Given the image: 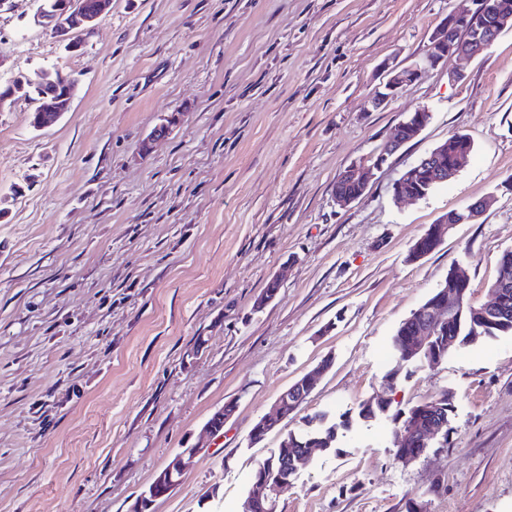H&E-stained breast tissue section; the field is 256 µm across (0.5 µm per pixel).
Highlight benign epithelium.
<instances>
[{"instance_id": "7a95c632", "label": "benign epithelium", "mask_w": 512, "mask_h": 512, "mask_svg": "<svg viewBox=\"0 0 512 512\" xmlns=\"http://www.w3.org/2000/svg\"><path fill=\"white\" fill-rule=\"evenodd\" d=\"M39 3L37 19L53 31L59 41L65 43L66 49L76 52L84 46V42L74 38V31L78 29L89 30L95 27L96 21L105 11L112 0H95L91 5H86L84 0H36ZM475 9L468 12H451L442 20L433 31L430 40L434 53L426 56L419 63L410 67L397 65L387 67L388 78L382 89L377 91L374 104L377 107L387 105L405 85L416 81L427 69L438 66L449 57L460 60H470L482 54L498 39L506 30L512 29V0H473ZM42 83L47 86L64 85V99L53 96L49 92L43 95L39 106L35 109L36 117L31 119V126L39 130L61 118L69 111L75 96L77 79L60 74L46 72L42 75ZM23 91V80L19 76L10 79L5 85H0V112L11 110L20 100L19 94ZM430 120V113L420 108L415 113L399 122L394 136L390 138L375 158L353 165L338 179V182H354L358 186V192L353 195L335 190L336 204L347 207L360 199L369 183L372 172L386 161L387 157L397 152L408 143L403 138V130L410 127L412 137H417L425 129ZM467 160H461L456 166H448V142H443L417 163L408 167L394 182L397 189L395 196L402 197L398 192L400 184L408 179L422 174L427 186L444 181L455 175L465 166ZM487 203L479 200L468 205L462 210H455L436 223L429 225L424 236L437 246L444 242L450 230L456 224H466L476 221L482 216ZM509 278L502 276L500 285L489 291L491 302L483 305L485 316L496 317L509 313L507 307ZM469 280L465 270L458 266L455 268L454 287L440 284L437 288L438 296L425 304L417 311L420 330L414 336H408L405 340V349L397 354L400 361H409L414 358L433 359V340L436 330L459 317L464 308V293L468 289ZM317 376L305 375L285 390L277 399L274 415L265 416L258 420L262 427H275L279 421L286 418V412H294L307 399L315 388ZM232 415L231 405L227 404L214 412L206 423V433L216 435L224 429V425ZM445 421L438 415L426 420L414 418L406 421L396 432V447L405 448L410 443H415L428 448L434 437L446 436L444 430ZM202 446L183 448L177 452L168 464L157 474L152 484L153 497L146 501V505L152 503L169 493L178 485L193 460L201 452ZM311 453V449L304 448L300 452L294 451L283 441L279 456L283 464L290 465L293 470L305 463Z\"/></svg>"}]
</instances>
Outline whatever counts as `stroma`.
<instances>
[{"label": "stroma", "mask_w": 512, "mask_h": 512, "mask_svg": "<svg viewBox=\"0 0 512 512\" xmlns=\"http://www.w3.org/2000/svg\"><path fill=\"white\" fill-rule=\"evenodd\" d=\"M470 6L112 0L76 54L36 23V0L0 6V84L44 69L78 81L42 130L31 101L0 112V512H127L200 441L150 512H241L258 465L318 414L336 446L290 477L277 512H406L411 496L430 512H512V335L433 366L398 362L392 346L454 265L487 303L512 249V31L371 104L385 62L415 64ZM420 108V136L337 206L339 175ZM457 134L473 143L458 175L397 199L402 172ZM488 197L479 220L409 260L440 216ZM276 275V298L255 310ZM326 359L297 412L251 443L280 393ZM444 392L446 447L402 463L395 411ZM376 394L391 411L361 419ZM229 402L223 431L201 438ZM205 449L206 448L203 446L197 445L191 446L190 448H182L172 457L168 464L157 474L153 480L152 488L149 485L139 494L140 496L141 494L145 493L142 495L143 498L147 495V493L150 494L151 489L153 497L145 502L147 508L151 507L155 500L165 496L182 481L195 457L201 452L205 451ZM139 496L129 506L127 512H141L137 510Z\"/></svg>", "instance_id": "35a3bbf8"}]
</instances>
